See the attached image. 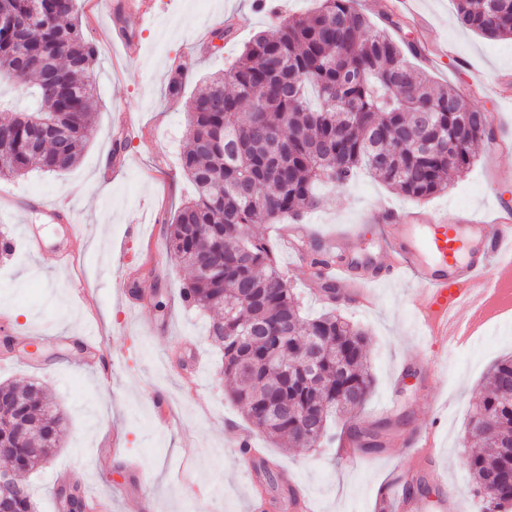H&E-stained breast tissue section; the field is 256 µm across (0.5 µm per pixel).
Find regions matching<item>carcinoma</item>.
Here are the masks:
<instances>
[{
	"label": "carcinoma",
	"instance_id": "cac0c4a2",
	"mask_svg": "<svg viewBox=\"0 0 512 512\" xmlns=\"http://www.w3.org/2000/svg\"><path fill=\"white\" fill-rule=\"evenodd\" d=\"M49 15L29 30L32 0H0V79L28 93L36 111L55 125H31L29 114L0 115V178L32 169L60 173L74 167L97 112V48L79 24L77 0H47ZM354 0H320L308 14L285 17L257 34L227 73L201 82L188 115L181 169L195 195L175 214L169 249L192 279L183 300L219 312L208 337L222 354L231 397L249 423L294 448L327 438L336 414L364 406L373 386L366 332L336 314V288L322 283L319 252L309 278L326 294L325 310L303 314L290 279L264 238L251 228L262 217L286 224L316 205L315 187H345L365 170L415 201L448 189L466 173L476 148L492 136L486 111L450 85H437L416 67L417 42L394 36L405 20L385 17L374 27ZM459 22L491 39H512V0H455ZM191 80L171 72L167 92L182 94ZM428 113L420 123L415 114ZM321 346L319 370L303 358ZM290 363L279 371L271 354ZM512 356L491 369L469 426L493 429L488 443L469 452L467 466L482 512H512ZM63 418L38 383L0 384V455L11 463L19 493L16 512H34L20 476L58 447ZM351 447L379 452L387 425L349 428Z\"/></svg>",
	"mask_w": 512,
	"mask_h": 512
}]
</instances>
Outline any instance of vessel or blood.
<instances>
[{
  "label": "vessel or blood",
  "mask_w": 512,
  "mask_h": 512,
  "mask_svg": "<svg viewBox=\"0 0 512 512\" xmlns=\"http://www.w3.org/2000/svg\"><path fill=\"white\" fill-rule=\"evenodd\" d=\"M364 220L384 227L393 277L417 283L413 302L421 337L446 340L469 335L498 277L512 275V216L495 222L477 212H427L422 216L372 209ZM325 276L360 302H367L368 279L352 281L350 268L338 263Z\"/></svg>",
  "instance_id": "obj_1"
}]
</instances>
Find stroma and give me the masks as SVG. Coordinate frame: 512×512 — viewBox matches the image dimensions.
Masks as SVG:
<instances>
[{
  "label": "stroma",
  "instance_id": "1",
  "mask_svg": "<svg viewBox=\"0 0 512 512\" xmlns=\"http://www.w3.org/2000/svg\"><path fill=\"white\" fill-rule=\"evenodd\" d=\"M355 5L378 27L385 13L404 17L405 37L424 48L415 66L437 84L464 89L493 115L501 135L512 138V40L461 27L453 0ZM77 8L85 37L99 50L100 108L82 156L59 176L33 171L0 180V230L15 245L12 254H0V339L15 337L13 351L0 349V382L41 383L64 414L57 452L26 477L35 512H57L54 491L69 480L81 481L105 512H195L191 493L200 488L210 492V512H248L254 491L276 501L273 512H290L284 483L262 478L251 485L242 477L236 444L244 436L306 490L313 512H375L377 487L395 481L410 437L428 430L436 450L422 473L430 482L427 512H437L435 474L456 488L455 512H481L463 447L468 411L486 387L490 366L512 354V320L451 351L439 341L419 343L411 280L378 284L368 308L342 300L339 314L368 335L374 386L364 407L331 419L328 433L341 440L354 422L390 424L383 451L360 453L350 465L335 445L288 450L257 431L220 374L208 317L182 301L190 273L170 255L166 237L175 212L193 194L179 158L196 81L227 70L256 33L273 30L274 20L254 0H144L143 12L120 20L94 0H78ZM226 26L231 34L223 48L207 45V31ZM447 43L454 54H440ZM177 65L193 80L173 98L167 82ZM63 202L77 209L75 223L52 215ZM375 207L493 216L512 208V151L480 147L464 177L421 202L358 173L349 186L324 191L306 222L323 238L346 234V263H384L389 256L378 228L363 221ZM253 230L287 270L304 314H319L307 263L288 251L281 225L262 221ZM29 232L40 238L41 251L29 250ZM68 241L76 256L61 270L54 251ZM135 282L148 284V291L132 294ZM159 300L164 310L156 309ZM91 329L99 347L96 366L88 369L78 344ZM158 397L178 430L154 419ZM138 480L152 485L149 497L135 489Z\"/></svg>",
  "mask_w": 512,
  "mask_h": 512
}]
</instances>
